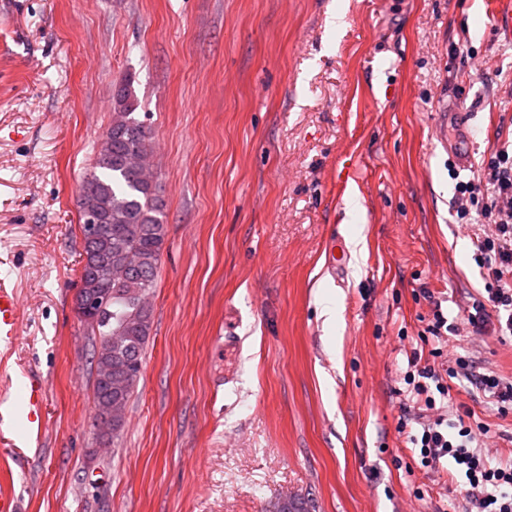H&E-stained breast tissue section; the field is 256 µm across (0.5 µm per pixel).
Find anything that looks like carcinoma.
Instances as JSON below:
<instances>
[{
    "instance_id": "carcinoma-1",
    "label": "carcinoma",
    "mask_w": 512,
    "mask_h": 512,
    "mask_svg": "<svg viewBox=\"0 0 512 512\" xmlns=\"http://www.w3.org/2000/svg\"><path fill=\"white\" fill-rule=\"evenodd\" d=\"M137 109L130 85L116 89L112 122L80 190V231L90 217L100 224L97 239L84 248L80 283H91L105 294L83 325L94 336L99 365L112 367V378L124 381L122 391L112 394L94 377L96 407L114 398L128 404L139 379L152 328L148 295L167 236L160 187L139 167L149 158L152 143ZM131 255L137 259L135 269L125 263Z\"/></svg>"
}]
</instances>
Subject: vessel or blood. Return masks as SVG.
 <instances>
[{
    "mask_svg": "<svg viewBox=\"0 0 512 512\" xmlns=\"http://www.w3.org/2000/svg\"><path fill=\"white\" fill-rule=\"evenodd\" d=\"M438 129L450 136L452 154L460 166H468L471 134L468 116L456 109L440 112ZM20 313L16 294L0 283V350L13 348L19 335ZM45 385L38 379H19L14 391L0 396V441L10 445L39 439L45 425Z\"/></svg>",
    "mask_w": 512,
    "mask_h": 512,
    "instance_id": "b4317fda",
    "label": "vessel or blood"
}]
</instances>
